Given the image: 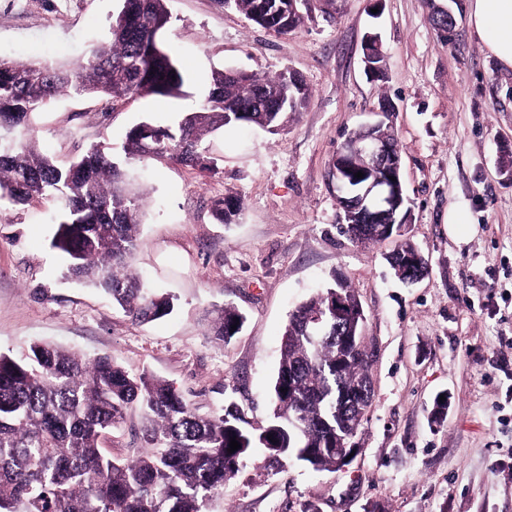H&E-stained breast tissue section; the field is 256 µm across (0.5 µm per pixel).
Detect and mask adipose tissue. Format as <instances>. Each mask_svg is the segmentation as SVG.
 Wrapping results in <instances>:
<instances>
[{
    "mask_svg": "<svg viewBox=\"0 0 512 512\" xmlns=\"http://www.w3.org/2000/svg\"><path fill=\"white\" fill-rule=\"evenodd\" d=\"M468 19L493 56L512 69V0H468Z\"/></svg>",
    "mask_w": 512,
    "mask_h": 512,
    "instance_id": "1",
    "label": "adipose tissue"
}]
</instances>
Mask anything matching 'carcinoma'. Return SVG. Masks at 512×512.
I'll use <instances>...</instances> for the list:
<instances>
[{
    "instance_id": "1",
    "label": "carcinoma",
    "mask_w": 512,
    "mask_h": 512,
    "mask_svg": "<svg viewBox=\"0 0 512 512\" xmlns=\"http://www.w3.org/2000/svg\"><path fill=\"white\" fill-rule=\"evenodd\" d=\"M167 0H123V19L112 18L107 40L77 63L0 59V131L11 147L0 154V200L28 205L65 202L56 216L52 246L66 258L63 277L103 290L131 320L148 323L169 315L173 298L149 287L130 265L139 243L144 193L133 166L168 157L201 173L214 170L203 154L205 138L221 129L254 124L274 133L290 112L309 103L306 85L288 91V75L259 78L217 69L201 106L168 126L142 121L126 134L122 153L104 143L89 146L68 166L44 153L30 128L33 114L61 92L134 97L185 93L188 76L164 46L171 22ZM256 25L278 35L298 29L288 0H231ZM218 197L211 212L230 224L238 208ZM390 264L400 279L402 263L418 248L404 242ZM339 280L297 307L285 325L273 386L275 408L267 425L253 428L233 401L201 417L166 380L132 375L108 355L92 359L34 343L16 357L0 353V512H206L209 497L224 489L260 448L272 464L294 459L314 470L336 469V435L362 425L372 394L365 351L336 340L329 330L318 342L304 336L298 313L328 305ZM244 316L231 305L212 311L210 331L235 336ZM290 391H285V388ZM141 413L142 446L115 460L103 442L125 423L128 409ZM241 448L228 452L230 438Z\"/></svg>"
}]
</instances>
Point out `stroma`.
Instances as JSON below:
<instances>
[{"mask_svg":"<svg viewBox=\"0 0 512 512\" xmlns=\"http://www.w3.org/2000/svg\"><path fill=\"white\" fill-rule=\"evenodd\" d=\"M161 39L185 68L186 96L106 99L63 94L30 126L58 164L90 144L120 146L148 120L194 111L214 69L298 75L308 106L275 134L251 124L208 136L211 173L147 160L133 265L174 295V311L137 324L102 291L63 280L51 246L58 201L0 205V353L48 342L107 354L130 374L171 383L196 413L235 401L254 426L272 410L289 314L340 278L365 312L373 399L360 450L345 467L269 464L262 453L224 485L209 512H512V70L468 23L467 0H307L304 21L278 36L222 0H168ZM118 0H0V58L78 61L106 40ZM456 26L444 36L438 12ZM377 36L381 75L363 48ZM398 141L411 217L401 236L357 244L340 229L331 174L345 138L375 123L382 102ZM229 196V225L211 201ZM428 274L400 282L387 257L401 239ZM246 317L221 342L209 313ZM447 395L442 423L430 420Z\"/></svg>","mask_w":512,"mask_h":512,"instance_id":"stroma-1","label":"stroma"}]
</instances>
